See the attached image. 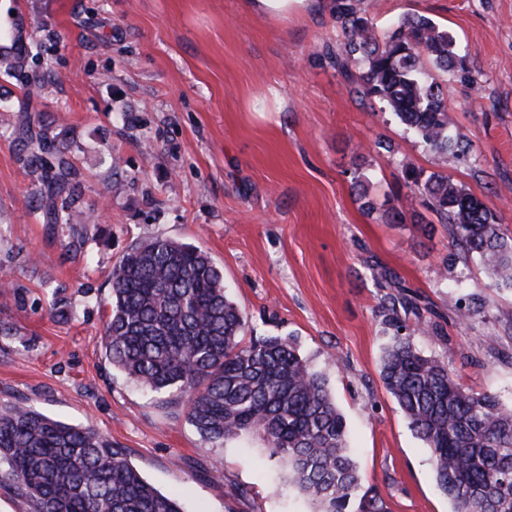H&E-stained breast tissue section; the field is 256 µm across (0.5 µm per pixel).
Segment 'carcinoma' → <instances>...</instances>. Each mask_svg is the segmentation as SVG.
Returning a JSON list of instances; mask_svg holds the SVG:
<instances>
[{"mask_svg": "<svg viewBox=\"0 0 512 512\" xmlns=\"http://www.w3.org/2000/svg\"><path fill=\"white\" fill-rule=\"evenodd\" d=\"M345 54L336 71L365 99L384 103L427 151L458 157L469 144L450 130L445 86L437 78L466 73L454 36L429 18L407 15L384 31L359 0H336ZM39 171L30 195L48 226L70 224L79 185L70 148L41 124L24 132ZM405 187L448 227L457 258L474 259L512 289V237L502 214L442 172L406 167ZM387 217L405 220L401 197L386 199ZM69 251L81 252L87 225L71 224ZM381 315L393 341L383 351L381 379L409 427L430 453L436 481L453 512H512V406L457 381L445 360L428 357L411 336L432 329L393 272L381 273ZM110 313L103 330L112 365L142 386L177 387L187 418L213 443L257 435L288 469V483L320 512H384L362 491L348 449L346 421L326 377L301 357L289 336L244 341L247 319L224 289V272L196 246L165 239L141 242L112 267ZM413 314L408 326L403 315ZM0 461L34 512H182L178 500L144 479L126 449L91 427L73 426L31 408L0 407Z\"/></svg>", "mask_w": 512, "mask_h": 512, "instance_id": "carcinoma-1", "label": "carcinoma"}]
</instances>
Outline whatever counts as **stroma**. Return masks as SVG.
Wrapping results in <instances>:
<instances>
[{
    "label": "stroma",
    "instance_id": "35a3bbf8",
    "mask_svg": "<svg viewBox=\"0 0 512 512\" xmlns=\"http://www.w3.org/2000/svg\"><path fill=\"white\" fill-rule=\"evenodd\" d=\"M6 5L28 13L42 53L0 75V406L95 428L183 512H314L261 440H205L184 393L144 389L109 361L113 265L140 242L175 240L223 269L256 335H293L326 375L362 484L387 512H452L380 377L391 332L379 273L396 272L436 323L414 336L421 352L512 406V290L476 261L449 260L447 227L401 176L448 173L497 206L512 237V0H360L379 29L420 14L456 38L471 77L448 81V116L470 149L449 160L337 72L345 39L331 5L282 19L243 0ZM42 122L72 145L73 220L96 217L77 258L68 225L44 224L29 196L22 137ZM358 176L374 211L352 189ZM393 195L404 223L383 209ZM470 296L479 305L463 325Z\"/></svg>",
    "mask_w": 512,
    "mask_h": 512
}]
</instances>
